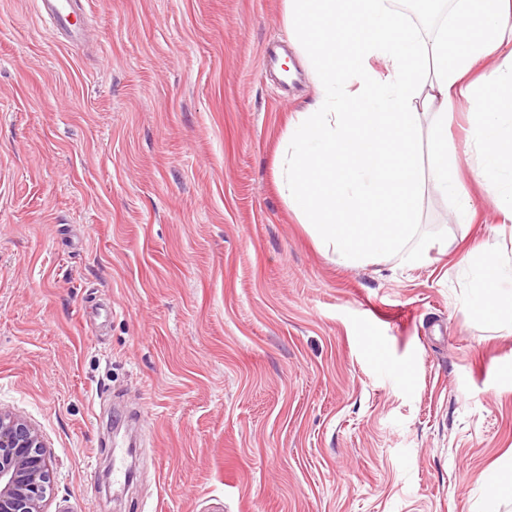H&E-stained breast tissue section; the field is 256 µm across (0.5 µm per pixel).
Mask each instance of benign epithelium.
Segmentation results:
<instances>
[{
	"label": "benign epithelium",
	"mask_w": 512,
	"mask_h": 512,
	"mask_svg": "<svg viewBox=\"0 0 512 512\" xmlns=\"http://www.w3.org/2000/svg\"><path fill=\"white\" fill-rule=\"evenodd\" d=\"M51 492L42 434L23 416L0 408V512H47Z\"/></svg>",
	"instance_id": "7a95c632"
}]
</instances>
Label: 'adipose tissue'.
<instances>
[{
  "label": "adipose tissue",
  "mask_w": 512,
  "mask_h": 512,
  "mask_svg": "<svg viewBox=\"0 0 512 512\" xmlns=\"http://www.w3.org/2000/svg\"><path fill=\"white\" fill-rule=\"evenodd\" d=\"M286 2L317 99L288 124L279 189L325 251L348 266L407 251L427 180L457 197L456 217L467 220L472 202L455 179L460 157L448 148V105L477 93L469 75L496 55L501 62L488 78L490 105L472 115L481 152L476 175L512 182V0H477L478 35L463 31L471 14L465 6L428 38L404 21L396 0ZM374 58L384 71L371 67ZM427 115L433 162L425 172L419 129ZM407 253L416 259V252ZM496 274H512L511 257L476 274L481 311L512 307V291L496 287Z\"/></svg>",
  "instance_id": "adipose-tissue-1"
}]
</instances>
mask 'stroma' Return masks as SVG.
<instances>
[{
  "mask_svg": "<svg viewBox=\"0 0 512 512\" xmlns=\"http://www.w3.org/2000/svg\"><path fill=\"white\" fill-rule=\"evenodd\" d=\"M98 45L0 0V407L42 432L48 512H512V254L473 112L419 261L346 267L281 196L316 99L285 0H89ZM281 43L301 72L263 66ZM494 272H496L495 280L501 275L510 274L511 281L512 258L503 256L500 261L488 262L486 267L482 264L480 271L476 274L472 288L478 295L479 309L482 312L497 311L506 305L510 306V310L512 307V290L507 292L503 288H497L491 281Z\"/></svg>",
  "mask_w": 512,
  "mask_h": 512,
  "instance_id": "1",
  "label": "stroma"
}]
</instances>
